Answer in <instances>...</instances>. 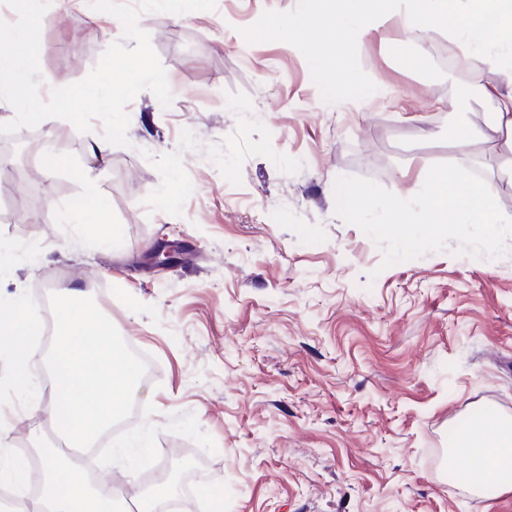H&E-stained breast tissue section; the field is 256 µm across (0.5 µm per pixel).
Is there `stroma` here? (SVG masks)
Segmentation results:
<instances>
[{
    "instance_id": "stroma-1",
    "label": "stroma",
    "mask_w": 512,
    "mask_h": 512,
    "mask_svg": "<svg viewBox=\"0 0 512 512\" xmlns=\"http://www.w3.org/2000/svg\"><path fill=\"white\" fill-rule=\"evenodd\" d=\"M307 0H216L140 25L173 94L127 106L128 145L89 163L86 137L65 120L0 134L34 142L26 175L0 189V240L18 259L0 296L20 298L42 325L55 321L44 287L81 276L124 348L148 355L140 389L100 441L98 470L124 491L182 464L191 485L175 512H512V493L478 499L448 450L478 414L512 416V255L435 252L380 269L382 252L335 213L341 176L405 196L432 165L457 163L498 189L512 217V146L488 123L478 85L442 60L447 32L419 31L354 44L334 96L307 30L294 41L267 27L295 21ZM122 38L116 17L90 0H52L40 66L51 88L86 77ZM421 46V69L402 58ZM382 83L391 94L371 97ZM467 146H459L461 136ZM57 146L45 174L41 149ZM188 192L160 194L170 176ZM95 190L109 202L89 223L64 224L61 207ZM117 249L99 247L98 224ZM186 263L150 268L164 241ZM0 362V446L18 458L63 449L12 391ZM145 447L126 464L121 447Z\"/></svg>"
}]
</instances>
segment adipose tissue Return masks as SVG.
<instances>
[{
    "label": "adipose tissue",
    "instance_id": "1",
    "mask_svg": "<svg viewBox=\"0 0 512 512\" xmlns=\"http://www.w3.org/2000/svg\"><path fill=\"white\" fill-rule=\"evenodd\" d=\"M297 26L317 31L330 43L323 66L342 63L349 48L366 34L382 38L425 27L449 31L462 50L484 67L512 73V0H321ZM56 321L51 347L52 382L43 388L21 360L34 355L29 336L35 327L21 302L0 300V358L16 363L11 383L31 401L34 412L72 446H92L126 405L141 376L138 362L118 349L112 327L91 307L81 278L55 294ZM451 455L472 460L462 480L477 496L512 491V420L481 416L470 435L460 437ZM38 495L27 487V461L0 453V486L11 488L17 512H161L177 497L167 485L129 498L112 482H89L57 452L42 456Z\"/></svg>",
    "mask_w": 512,
    "mask_h": 512
}]
</instances>
